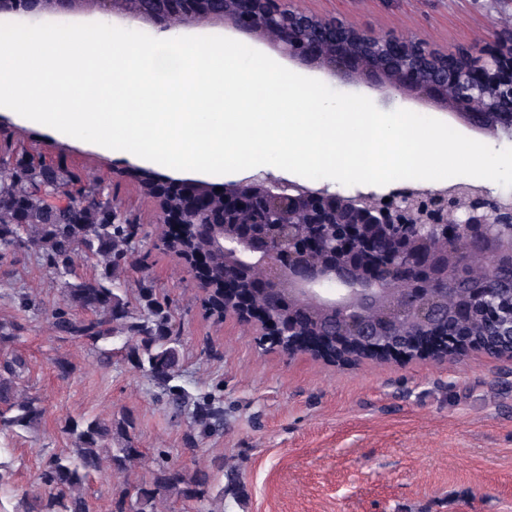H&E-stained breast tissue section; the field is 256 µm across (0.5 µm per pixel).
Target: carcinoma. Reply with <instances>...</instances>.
Returning a JSON list of instances; mask_svg holds the SVG:
<instances>
[{"label": "carcinoma", "instance_id": "1", "mask_svg": "<svg viewBox=\"0 0 512 512\" xmlns=\"http://www.w3.org/2000/svg\"><path fill=\"white\" fill-rule=\"evenodd\" d=\"M55 173L31 164L13 168L0 165V250L19 238L25 247L43 256L59 274L72 271L74 258L84 254L103 265L98 277L66 283L65 306L51 313L56 333L74 342L99 348L114 338L125 339L124 347L133 365L141 370L158 389V397L179 411L193 405L192 426L186 442L195 444L202 434L220 430L224 412L212 406L206 397H193L175 384L180 375L181 344L174 335L168 305L155 289H137L134 300L112 288V267L125 258L122 246L133 236L129 224L112 223V207L101 204L93 196H85L67 209L50 206L41 186L54 184ZM172 247L186 254L196 247L195 228L181 225L173 237ZM477 258H472L448 280V316L457 331L472 334L475 342H493L499 328L482 308L471 311L466 318L456 315L454 308L474 291L491 289L499 300L512 298V262L504 261L492 280L475 275ZM257 305L271 313L292 312L305 317L307 307L284 296L279 301L257 300ZM80 309L86 319L70 314ZM348 314L329 310L323 314L317 337L322 356L336 353V341L329 333L345 326ZM420 324L403 314L384 323V339L395 347H405L416 339ZM22 327L15 322L0 323V350L5 359L0 363V432L29 428L40 422L44 408L34 397H20L15 386L27 370L26 360L6 348L20 340ZM75 436L74 454L49 456L43 464V492L23 499L24 512H87L83 496L85 480L108 468L120 478L131 462L143 456L130 435L133 421L128 416L119 419L93 417L68 425ZM224 470V459L213 461L212 469H196L184 474L168 464L167 452H158L157 468L150 481L127 487L115 500L113 512H159L160 504L168 499L203 501L212 491V470Z\"/></svg>", "mask_w": 512, "mask_h": 512}]
</instances>
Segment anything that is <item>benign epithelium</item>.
Segmentation results:
<instances>
[{
    "label": "benign epithelium",
    "instance_id": "benign-epithelium-1",
    "mask_svg": "<svg viewBox=\"0 0 512 512\" xmlns=\"http://www.w3.org/2000/svg\"><path fill=\"white\" fill-rule=\"evenodd\" d=\"M132 10L129 0H0V12L68 14L92 7L104 14L121 13L165 28L206 23H230L274 42L300 63L333 76L361 80L371 86L389 85L406 96L453 112L473 127L485 129V113L512 102V39L472 64L468 55L436 59L427 52L419 59L411 42L395 37L365 39L382 46L384 60L375 61L343 47L346 27L322 21L331 37H310L293 43L288 20L296 12L273 0H145ZM149 194L159 204L167 224H200L206 241L194 267L204 272L215 253L224 259V311L261 323L265 335L293 352L312 348L308 331L289 318H268L252 301V292L278 296L287 290L316 311H349L386 296L380 269L393 259L409 277L422 272L427 288L405 295L400 307L425 311L432 326L427 336L409 347L376 346L379 327L372 316L352 314L359 336L378 358L390 356L445 358L471 346L451 338L448 292L440 285L464 264L463 254L426 252L427 240L466 238L480 247L484 273L512 260V199L490 206L480 188L469 183L450 187L410 186L390 192L385 202L373 194L342 195L285 180L250 178L224 185L218 192L201 180L174 181L150 173L144 177ZM259 214L271 221L259 224ZM491 293L476 294L458 307L466 314L476 306H493Z\"/></svg>",
    "mask_w": 512,
    "mask_h": 512
}]
</instances>
